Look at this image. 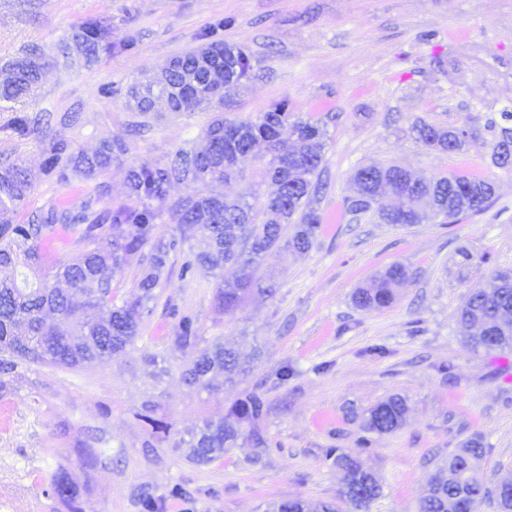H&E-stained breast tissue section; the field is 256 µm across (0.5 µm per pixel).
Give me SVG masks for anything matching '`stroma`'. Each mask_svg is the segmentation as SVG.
Segmentation results:
<instances>
[{"mask_svg": "<svg viewBox=\"0 0 512 512\" xmlns=\"http://www.w3.org/2000/svg\"><path fill=\"white\" fill-rule=\"evenodd\" d=\"M96 16L109 20L113 48L93 58L76 50L73 35ZM225 17L232 24L222 39L253 64L225 97V117L252 118L284 99L326 125L322 188L311 198L321 231L307 253L271 252L258 273L275 282V294H248L228 314L216 305L213 278L182 277L185 255L172 253L124 351L79 368L18 360L0 374V512H70L51 488L60 470L83 512H140L147 495L159 512L333 501L342 473L328 448L359 456L378 478L382 493L369 512H418L432 459L472 437L486 448L482 481H512V352H472L456 323L471 292L512 269V169L494 163L489 129L512 111V0H0V84L13 60L43 54L30 97L0 102V157L19 159L33 177L16 223L90 200L99 210L125 204L130 165L202 148L210 110L170 112L160 102L142 114L129 108L127 90L205 44ZM19 112L29 118L23 136L11 130ZM73 112L78 122L63 124ZM419 121L464 125L473 136L449 154L417 140ZM55 135L75 152L105 140L125 151L102 179L75 175L60 186L41 170L43 144ZM372 162L428 178L476 173L495 195L457 224L430 216L382 224L344 204L354 172ZM239 168L237 180L210 193L265 199L272 186L262 161L248 157ZM392 264L410 273L395 302L357 308L356 288ZM173 307L192 314L206 340L232 345L248 374L209 394L188 386L181 371L191 353L174 342ZM283 366L291 375L267 393L262 440L245 432L219 459L189 462L180 439ZM394 394L406 400L401 428L361 447L351 410ZM148 399L170 427L160 442L140 417ZM176 485L184 497L170 496Z\"/></svg>", "mask_w": 512, "mask_h": 512, "instance_id": "1", "label": "stroma"}]
</instances>
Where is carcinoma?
I'll return each instance as SVG.
<instances>
[{
    "instance_id": "1",
    "label": "carcinoma",
    "mask_w": 512,
    "mask_h": 512,
    "mask_svg": "<svg viewBox=\"0 0 512 512\" xmlns=\"http://www.w3.org/2000/svg\"><path fill=\"white\" fill-rule=\"evenodd\" d=\"M231 21L216 22L205 49L222 64L215 66L217 79L201 74L197 48L172 59L163 78L133 86L129 101L139 112H151L158 99L165 100L172 112H194L212 102H224V93L248 77L252 69L249 57L238 46L214 39V32ZM76 44L89 56L112 49V29L103 18L86 19L74 34ZM43 55L37 52L11 64V79L0 87V100L18 102L26 97L39 79ZM291 129V138L281 130ZM417 139L444 152L459 151L469 136L464 126L445 129L422 123L413 126ZM325 124L311 117L300 118L289 111L288 101L273 102L253 119L228 120L218 114L203 129L206 147L201 151L181 150L167 163H142L126 172L130 197L136 205L96 211L86 202L79 211H50L36 215L27 224H16L14 214L31 187L28 171L15 162H0V352L68 367H82L112 356L138 335L142 310L155 298L154 290L165 272L169 254L182 248L175 237L167 238L157 230V221L168 214L177 224L196 229L202 247L189 246L190 258L183 264L182 276L204 272L216 281V300L224 313L231 312L254 290L272 296L275 284L258 275L261 261L272 251L287 246L304 254L310 250L321 230L322 218L309 206L318 192V180L324 156L321 153ZM123 146L105 141L91 156L76 155L62 137L49 141L43 171L58 184L79 173L96 179L105 175L112 162L123 154ZM252 155L266 161L265 174L275 190L264 201L249 202L245 197L229 200L200 193L167 204V188L174 181L190 179L204 186L228 181L238 173V160ZM495 163L512 166V125L501 126L494 146ZM354 190L345 198L347 212L359 215L372 212L386 224H418L422 214L418 203L429 200L439 211L452 207L456 224L466 215L484 211L494 196V185L486 178L450 174L432 178L418 177L399 165L370 163L356 170ZM61 225L80 233L84 249L72 259L53 267V284L43 282L34 288H20L16 281L1 274L15 264L16 250L24 248L30 267L38 270L41 254L38 240ZM112 237V250L94 247L98 235ZM150 248L149 263L141 268L135 291L120 300L112 295L114 276L130 260ZM238 268V276L224 279V265ZM408 270L391 265L374 275L354 293L355 304L372 310L396 300V288L407 281ZM80 295L98 315L84 319L77 314L72 298ZM52 311L58 322L47 327L44 313ZM178 318L175 342L195 353L185 366V383L199 390L214 388L213 375L224 374L232 382L247 373L237 353L222 342L200 347L202 337L193 316L174 309ZM457 324L468 346L477 349V335L494 336L501 350H512V272L498 271L485 288L469 294L459 308ZM482 327L481 333L473 331ZM266 390L255 385L244 390L224 409V418L207 421L188 442L187 458L195 464H208L232 447L241 432L249 430L262 443L260 423L267 411ZM405 401L391 395L359 415L365 436L360 445L369 447V434H389L404 421ZM342 471V488L337 501L312 505L299 498L278 503L273 512H368L379 496L362 492L378 483L363 461L336 448L325 449ZM485 448L477 439L467 441L451 455L435 464L428 490L418 512H457L459 496L479 497L477 482ZM54 493L80 512L67 474L59 471L52 478Z\"/></svg>"
}]
</instances>
